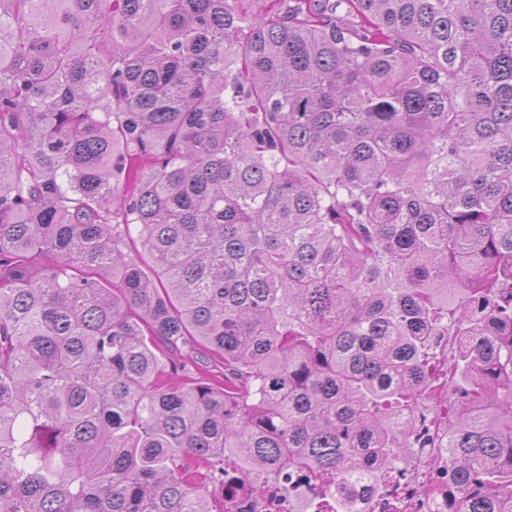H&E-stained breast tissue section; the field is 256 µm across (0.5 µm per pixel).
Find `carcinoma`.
Wrapping results in <instances>:
<instances>
[{
  "label": "carcinoma",
  "mask_w": 512,
  "mask_h": 512,
  "mask_svg": "<svg viewBox=\"0 0 512 512\" xmlns=\"http://www.w3.org/2000/svg\"><path fill=\"white\" fill-rule=\"evenodd\" d=\"M256 2L0 0V512H363L448 334L512 512V0ZM295 512L293 505H288L284 497L275 489L266 487L262 495L246 496L243 505L233 512Z\"/></svg>",
  "instance_id": "cac0c4a2"
}]
</instances>
